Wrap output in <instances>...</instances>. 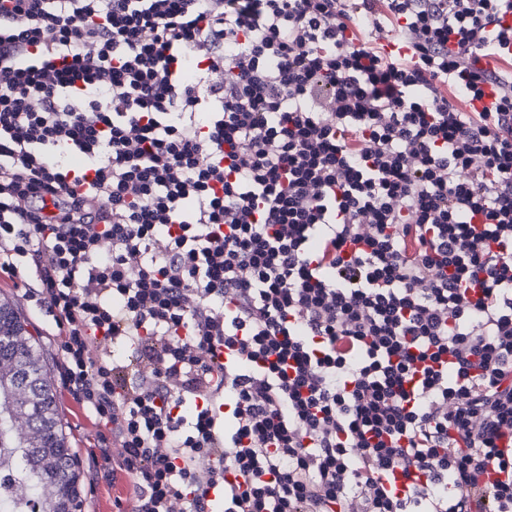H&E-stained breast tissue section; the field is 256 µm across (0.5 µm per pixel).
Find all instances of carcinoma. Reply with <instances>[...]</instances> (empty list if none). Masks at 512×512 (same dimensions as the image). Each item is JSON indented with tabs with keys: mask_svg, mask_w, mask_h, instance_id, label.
I'll list each match as a JSON object with an SVG mask.
<instances>
[{
	"mask_svg": "<svg viewBox=\"0 0 512 512\" xmlns=\"http://www.w3.org/2000/svg\"><path fill=\"white\" fill-rule=\"evenodd\" d=\"M55 382L14 305L0 303V512H80Z\"/></svg>",
	"mask_w": 512,
	"mask_h": 512,
	"instance_id": "1",
	"label": "carcinoma"
}]
</instances>
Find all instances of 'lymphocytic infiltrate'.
Instances as JSON below:
<instances>
[{
	"label": "lymphocytic infiltrate",
	"mask_w": 512,
	"mask_h": 512,
	"mask_svg": "<svg viewBox=\"0 0 512 512\" xmlns=\"http://www.w3.org/2000/svg\"><path fill=\"white\" fill-rule=\"evenodd\" d=\"M511 10L0 0V277L126 512H512Z\"/></svg>",
	"instance_id": "f902f5d3"
}]
</instances>
